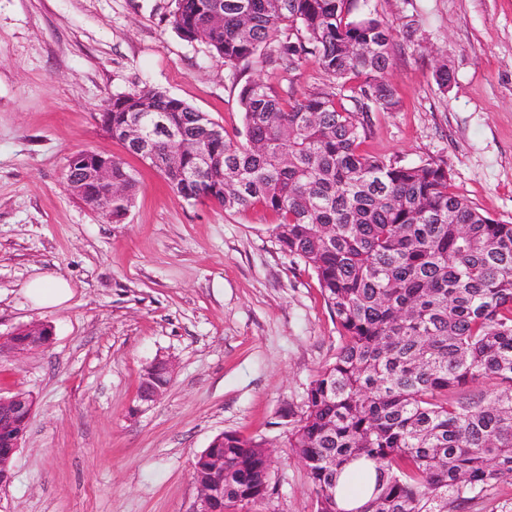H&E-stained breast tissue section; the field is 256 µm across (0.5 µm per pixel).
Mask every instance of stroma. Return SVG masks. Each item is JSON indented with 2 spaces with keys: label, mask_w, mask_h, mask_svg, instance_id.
<instances>
[{
  "label": "stroma",
  "mask_w": 512,
  "mask_h": 512,
  "mask_svg": "<svg viewBox=\"0 0 512 512\" xmlns=\"http://www.w3.org/2000/svg\"><path fill=\"white\" fill-rule=\"evenodd\" d=\"M393 30L385 75L399 107L369 112L363 153L448 162L452 187L512 223V0H369ZM172 0H0V336L33 324L49 347L0 356V394L35 403L0 512H193L196 455L223 432L274 450L253 512H315L303 461L288 446L314 375L338 343L315 275L283 253L274 218L189 202L98 120L145 87L242 128L240 88L284 98L329 87L315 59L284 71L231 70L171 27ZM452 82L439 90L435 70ZM107 152L139 189L115 224L67 189L69 158ZM58 274L73 297L33 307L23 288ZM174 366L147 409L140 379ZM154 368H157L158 370H164V372L167 373V375L169 376V383L166 386L155 384L149 387H143L140 390V400L144 403H151L157 401L164 394L165 390L167 389L171 381L172 367L168 360L157 359L147 369Z\"/></svg>",
  "instance_id": "stroma-1"
}]
</instances>
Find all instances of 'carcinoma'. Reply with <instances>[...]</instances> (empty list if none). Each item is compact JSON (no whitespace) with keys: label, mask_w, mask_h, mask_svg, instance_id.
Wrapping results in <instances>:
<instances>
[{"label":"carcinoma","mask_w":512,"mask_h":512,"mask_svg":"<svg viewBox=\"0 0 512 512\" xmlns=\"http://www.w3.org/2000/svg\"><path fill=\"white\" fill-rule=\"evenodd\" d=\"M359 0H174L173 29L203 34L235 67L256 58L286 70L313 57L338 86L350 80V110L315 88L294 99L253 80L238 98L242 130L218 123L155 88L112 99L102 128L139 154L133 128L163 112L186 143L165 180L188 201L227 211L261 207L275 217L280 248L316 275L336 322L332 363L310 382L288 445L304 461L316 512H463L512 479V224L451 188L443 160L422 164L367 156L360 115L391 111L384 81L391 32ZM211 164L197 169V155ZM98 155H72L80 181ZM122 192L102 215L126 219L137 181L119 160ZM490 378V398L454 399ZM266 441L224 433V500L246 506L270 486ZM358 478L370 496L347 508Z\"/></svg>","instance_id":"carcinoma-1"}]
</instances>
